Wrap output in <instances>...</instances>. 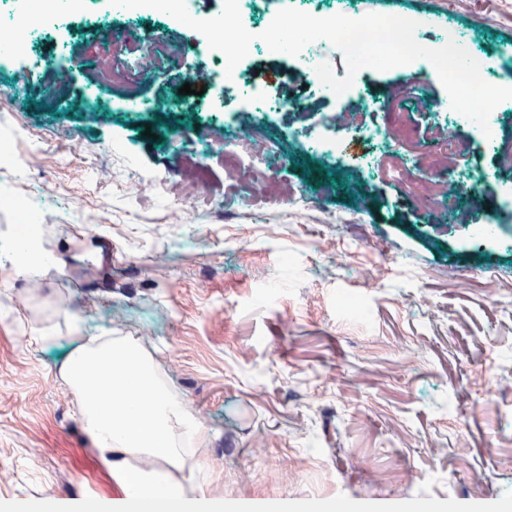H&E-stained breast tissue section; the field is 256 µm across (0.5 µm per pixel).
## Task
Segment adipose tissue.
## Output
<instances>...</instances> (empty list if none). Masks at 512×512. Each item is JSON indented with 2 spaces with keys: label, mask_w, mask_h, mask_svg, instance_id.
I'll list each match as a JSON object with an SVG mask.
<instances>
[{
  "label": "adipose tissue",
  "mask_w": 512,
  "mask_h": 512,
  "mask_svg": "<svg viewBox=\"0 0 512 512\" xmlns=\"http://www.w3.org/2000/svg\"><path fill=\"white\" fill-rule=\"evenodd\" d=\"M61 375L81 398L84 430L126 506L216 512L210 501L189 494L203 473L182 468L186 446H204L207 435L134 337H85Z\"/></svg>",
  "instance_id": "ef3b65f1"
}]
</instances>
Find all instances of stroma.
<instances>
[{
	"label": "stroma",
	"instance_id": "obj_1",
	"mask_svg": "<svg viewBox=\"0 0 512 512\" xmlns=\"http://www.w3.org/2000/svg\"><path fill=\"white\" fill-rule=\"evenodd\" d=\"M369 14L398 12L432 44L454 28L485 50L512 44V0H362ZM68 84L88 82L89 62L111 55L132 68L137 38L115 45L76 38ZM249 71L288 96L303 89L292 63L258 54ZM209 72L203 49L144 82L145 97L179 99L185 71ZM38 83L0 104L14 153L38 150L39 166H0V192L53 194L52 228L40 246L58 272L17 277L0 208V505L57 503L79 512L95 500L122 512L119 489L83 427L61 368L88 336H134L202 423L208 440L192 462L205 496L253 508L317 504L320 512H505L512 504V248L470 239L465 220L421 208L392 180L394 159L427 167L452 152L467 171L481 145L468 122L441 124L430 110L447 92L429 61L412 73L370 71L361 82L380 101L331 100L299 121L269 114L264 131L286 137L287 161L240 178L215 151L202 178L180 130L206 129L215 84L191 114L112 109L84 120L82 102L51 104L55 75L27 62L0 65V84ZM352 125H395L407 134L393 156L360 169L370 144L348 142L343 163L306 153L325 116ZM152 137H145V130ZM133 156L108 150L113 136ZM196 194L186 223L169 221L171 196ZM333 223H324L323 214ZM52 328L57 341L36 343Z\"/></svg>",
	"mask_w": 512,
	"mask_h": 512
}]
</instances>
